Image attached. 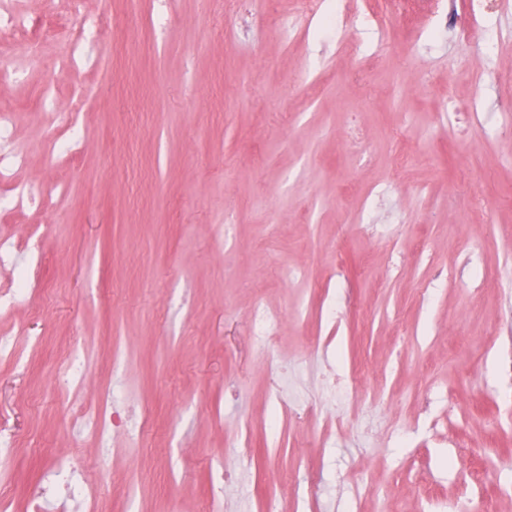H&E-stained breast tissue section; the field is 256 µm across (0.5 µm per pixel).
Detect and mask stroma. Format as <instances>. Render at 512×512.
I'll use <instances>...</instances> for the list:
<instances>
[{
  "mask_svg": "<svg viewBox=\"0 0 512 512\" xmlns=\"http://www.w3.org/2000/svg\"><path fill=\"white\" fill-rule=\"evenodd\" d=\"M292 2L17 0L67 29L103 12L112 24L75 70H54L50 38L33 65L13 47L21 82L0 76L17 178L61 190L0 218V236L42 230L33 291L0 318L18 347L0 361V434L16 440L0 489L16 512L51 450L73 446L95 460L106 512H208L245 421L250 477L225 482L224 512H305L313 480L320 512H442L463 497L512 512V9L489 23L490 56L478 36L413 48L407 26L386 42L371 22L344 52ZM367 58L363 86L350 74ZM484 67L496 81L479 83ZM50 82L62 104L72 87L91 94L69 162L37 148ZM474 100L493 133L472 132ZM393 129L416 157L398 180ZM375 187L384 201L354 223ZM259 306L285 322L270 347L253 334ZM81 344L98 388L132 394L147 420L104 464L67 432L95 390L79 400L55 384ZM283 366L308 397L330 371L361 377L367 395L342 418L289 405L265 436Z\"/></svg>",
  "mask_w": 512,
  "mask_h": 512,
  "instance_id": "1",
  "label": "stroma"
}]
</instances>
